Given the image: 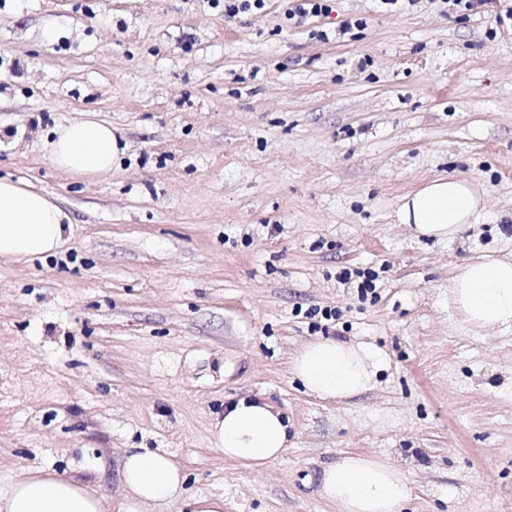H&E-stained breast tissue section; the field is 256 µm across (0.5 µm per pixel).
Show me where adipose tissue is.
<instances>
[{
  "mask_svg": "<svg viewBox=\"0 0 512 512\" xmlns=\"http://www.w3.org/2000/svg\"><path fill=\"white\" fill-rule=\"evenodd\" d=\"M57 168L80 178L111 172L116 143L110 125L74 120L57 125L48 143ZM485 208L472 183L460 176L433 179L398 203V223L418 236L450 241L477 223ZM66 211L42 192L0 179V257L57 252L71 230ZM456 311L477 329H512V260L485 254L460 266L450 284ZM388 366L386 353L366 342L319 339L296 355L292 371L321 398H350L373 387ZM211 442L225 456L258 471L288 447V421L272 404L242 398L216 414ZM123 494L112 502L47 468L22 471L0 488V512H146L183 497L184 473L167 455L128 452L120 471ZM411 489L403 471L384 456L348 455L325 465L318 495L339 512H398Z\"/></svg>",
  "mask_w": 512,
  "mask_h": 512,
  "instance_id": "ef3b65f1",
  "label": "adipose tissue"
}]
</instances>
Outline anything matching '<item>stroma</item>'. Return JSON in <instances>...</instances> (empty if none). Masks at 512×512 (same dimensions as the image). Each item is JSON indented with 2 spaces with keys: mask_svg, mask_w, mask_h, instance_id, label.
<instances>
[{
  "mask_svg": "<svg viewBox=\"0 0 512 512\" xmlns=\"http://www.w3.org/2000/svg\"><path fill=\"white\" fill-rule=\"evenodd\" d=\"M287 8L0 0V177L72 219L56 254L0 258V487L46 467L116 499L144 448L224 512H337L320 472L369 454L405 473L399 512H512V330L471 328L449 299L458 266L512 257V20L335 0L297 25ZM348 16L365 27L337 34ZM80 119L111 125L110 173L51 163L52 129ZM445 175L484 215L416 237L396 204ZM321 338L388 367L319 398L291 362ZM242 397L288 419L261 472L209 437Z\"/></svg>",
  "mask_w": 512,
  "mask_h": 512,
  "instance_id": "stroma-1",
  "label": "stroma"
}]
</instances>
